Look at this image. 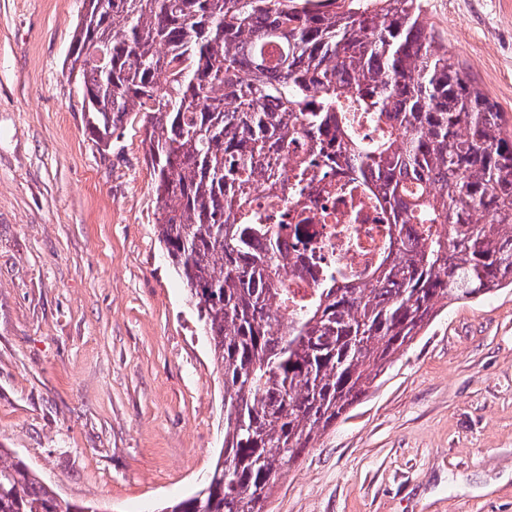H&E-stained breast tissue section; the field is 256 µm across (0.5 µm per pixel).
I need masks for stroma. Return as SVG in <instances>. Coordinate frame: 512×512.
I'll list each match as a JSON object with an SVG mask.
<instances>
[{
	"instance_id": "35a3bbf8",
	"label": "stroma",
	"mask_w": 512,
	"mask_h": 512,
	"mask_svg": "<svg viewBox=\"0 0 512 512\" xmlns=\"http://www.w3.org/2000/svg\"><path fill=\"white\" fill-rule=\"evenodd\" d=\"M512 128V0H422ZM82 0H0V446L95 512H160L224 378L157 237L144 115L109 146L64 60ZM270 512H512V288L441 311L276 479Z\"/></svg>"
}]
</instances>
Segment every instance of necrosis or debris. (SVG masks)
Segmentation results:
<instances>
[{
  "instance_id": "1",
  "label": "necrosis or debris",
  "mask_w": 512,
  "mask_h": 512,
  "mask_svg": "<svg viewBox=\"0 0 512 512\" xmlns=\"http://www.w3.org/2000/svg\"><path fill=\"white\" fill-rule=\"evenodd\" d=\"M315 150L307 137L289 143L277 156V180L259 181L252 195V208L266 223L286 227L282 248L289 262L283 275L299 300L312 294L332 266L348 282L362 283L392 240L387 214L369 200L348 165L311 169L303 194L295 195L298 164Z\"/></svg>"
}]
</instances>
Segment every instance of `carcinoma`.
<instances>
[{"label": "carcinoma", "mask_w": 512, "mask_h": 512, "mask_svg": "<svg viewBox=\"0 0 512 512\" xmlns=\"http://www.w3.org/2000/svg\"><path fill=\"white\" fill-rule=\"evenodd\" d=\"M421 13V0H106L94 28L77 23L67 69L85 130L105 146L144 113L158 239L224 375V448L161 512H265L276 477L438 311L512 287V134ZM351 111L381 136L358 138ZM299 134L356 165L393 243L364 286L330 268L285 319L277 226L250 195ZM0 512L89 508L0 448Z\"/></svg>", "instance_id": "carcinoma-1"}]
</instances>
